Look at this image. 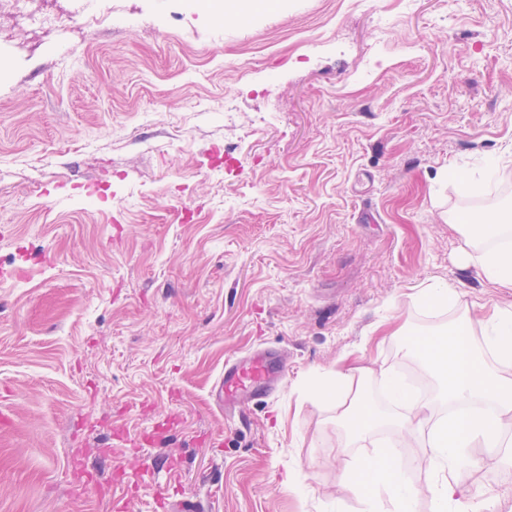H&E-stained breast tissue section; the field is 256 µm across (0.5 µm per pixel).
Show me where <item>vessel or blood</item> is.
I'll return each mask as SVG.
<instances>
[{
	"mask_svg": "<svg viewBox=\"0 0 512 512\" xmlns=\"http://www.w3.org/2000/svg\"><path fill=\"white\" fill-rule=\"evenodd\" d=\"M287 371L286 361L280 354L273 352L254 356L246 366L226 363L224 375L213 389L214 399L217 403L227 404L242 392L253 398L268 397L271 378L284 377Z\"/></svg>",
	"mask_w": 512,
	"mask_h": 512,
	"instance_id": "vessel-or-blood-1",
	"label": "vessel or blood"
}]
</instances>
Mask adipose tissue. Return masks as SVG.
I'll list each match as a JSON object with an SVG mask.
<instances>
[{"instance_id": "obj_1", "label": "adipose tissue", "mask_w": 512, "mask_h": 512, "mask_svg": "<svg viewBox=\"0 0 512 512\" xmlns=\"http://www.w3.org/2000/svg\"><path fill=\"white\" fill-rule=\"evenodd\" d=\"M461 258L488 282L512 288V223L501 214L470 217L461 226ZM419 299L431 307L450 306L460 317L445 328L403 343L405 355L420 360L433 376L448 414L432 420L427 408L415 400L397 375L380 370L389 399L405 407V415L386 419L364 397L340 416L343 436L357 441L374 426L388 424L392 441L374 457L349 463V490L361 499L363 512H414L417 487L403 474L397 458L401 437L428 434L429 451L422 463L433 512H489L492 503L481 492L464 488L470 457L468 448L488 451L512 446V311L494 309L472 316L457 288L436 284L422 289ZM481 338H474V329Z\"/></svg>"}]
</instances>
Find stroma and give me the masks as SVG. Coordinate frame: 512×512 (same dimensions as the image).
Instances as JSON below:
<instances>
[{"label": "stroma", "mask_w": 512, "mask_h": 512, "mask_svg": "<svg viewBox=\"0 0 512 512\" xmlns=\"http://www.w3.org/2000/svg\"><path fill=\"white\" fill-rule=\"evenodd\" d=\"M225 2L112 0L58 39L0 10V267L26 268L0 281V512H362L345 466L390 431L341 437L357 388L323 402L319 373H402L383 326L457 320L416 300L437 282L512 310L454 226L512 206V0ZM260 348L287 378L225 415L212 385ZM470 454L512 512V459Z\"/></svg>", "instance_id": "stroma-1"}]
</instances>
